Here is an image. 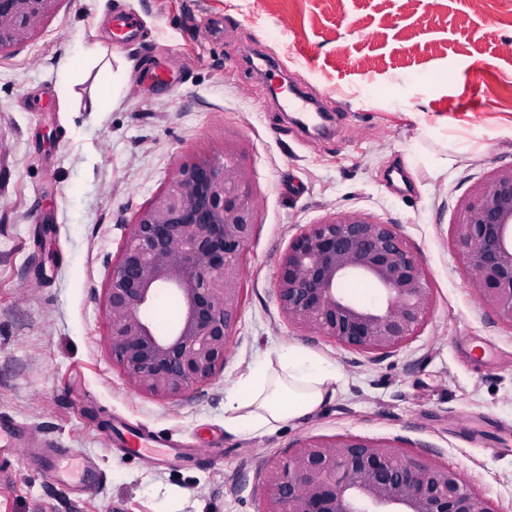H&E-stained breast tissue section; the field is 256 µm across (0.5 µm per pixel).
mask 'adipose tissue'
I'll return each mask as SVG.
<instances>
[{"label":"adipose tissue","instance_id":"obj_1","mask_svg":"<svg viewBox=\"0 0 512 512\" xmlns=\"http://www.w3.org/2000/svg\"><path fill=\"white\" fill-rule=\"evenodd\" d=\"M335 367L300 345H288L242 373L224 395L228 427L270 431L309 415L334 391Z\"/></svg>","mask_w":512,"mask_h":512}]
</instances>
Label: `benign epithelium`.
Listing matches in <instances>:
<instances>
[{"instance_id":"1","label":"benign epithelium","mask_w":512,"mask_h":512,"mask_svg":"<svg viewBox=\"0 0 512 512\" xmlns=\"http://www.w3.org/2000/svg\"><path fill=\"white\" fill-rule=\"evenodd\" d=\"M64 0H0V55L31 40ZM454 247L479 299L512 327V167L461 200ZM256 226L249 174L237 158L197 153L179 162L136 214L104 293L107 347L126 382L160 401L210 384L224 369L237 323L243 259ZM367 281L380 301L343 292ZM175 296L167 332L147 316ZM282 317L364 355H387L432 313L428 269L397 225L359 213L307 224L281 256ZM263 512H495L460 473L360 437L312 438L264 473Z\"/></svg>"}]
</instances>
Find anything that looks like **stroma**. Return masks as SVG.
<instances>
[{
    "label": "stroma",
    "instance_id": "35a3bbf8",
    "mask_svg": "<svg viewBox=\"0 0 512 512\" xmlns=\"http://www.w3.org/2000/svg\"><path fill=\"white\" fill-rule=\"evenodd\" d=\"M120 15L137 32L118 45ZM79 45L98 55L64 95ZM159 64L174 81L147 88ZM104 68L115 93L102 109ZM283 82L329 113L326 133L272 95ZM0 144V416L25 426L0 461V512H261L268 466L345 435L447 465L512 512V327L480 302L452 242L462 199L512 165V0H63L0 57ZM224 147L257 212L242 306L223 372L160 401L112 360L104 288L176 164ZM334 212L397 225L430 272L433 312L388 356L279 313L289 240ZM289 344L335 365V395L270 432L225 427V391ZM125 420L223 454L180 469L126 458L113 432ZM51 438L92 459L84 495L43 476L31 451Z\"/></svg>",
    "mask_w": 512,
    "mask_h": 512
}]
</instances>
